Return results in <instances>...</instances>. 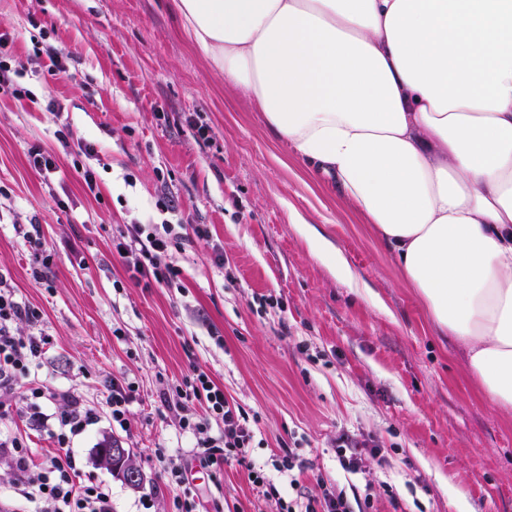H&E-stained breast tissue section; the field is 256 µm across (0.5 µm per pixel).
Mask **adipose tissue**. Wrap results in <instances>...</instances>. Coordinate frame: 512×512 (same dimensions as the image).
<instances>
[{"mask_svg": "<svg viewBox=\"0 0 512 512\" xmlns=\"http://www.w3.org/2000/svg\"><path fill=\"white\" fill-rule=\"evenodd\" d=\"M212 71L331 178L512 413V0H173ZM310 252L358 277L315 228Z\"/></svg>", "mask_w": 512, "mask_h": 512, "instance_id": "obj_1", "label": "adipose tissue"}]
</instances>
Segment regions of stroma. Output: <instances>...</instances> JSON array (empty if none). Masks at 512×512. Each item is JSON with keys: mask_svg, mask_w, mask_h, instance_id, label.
I'll return each mask as SVG.
<instances>
[{"mask_svg": "<svg viewBox=\"0 0 512 512\" xmlns=\"http://www.w3.org/2000/svg\"><path fill=\"white\" fill-rule=\"evenodd\" d=\"M0 33L35 94L20 101L0 90V275L40 313L18 329L49 339L35 370L45 393L71 391L97 407L112 383L138 386L126 427L103 418L71 443L82 480L111 489L113 512H172L187 487L202 512H273L249 480L253 467L293 499L372 480L373 512H512V415L484 399L462 354L436 334L372 225L275 139L230 80L212 74L171 0H0ZM48 46L69 77L50 78ZM35 147L55 157L50 179L29 164ZM85 166L97 194L84 189ZM298 219L340 249L357 287L310 253ZM166 220L209 231L173 252L179 290L137 285L112 247L124 225ZM19 224L36 228L45 284L32 279ZM194 364L255 416V441L248 464L227 463L215 479L189 468L182 488L167 485L154 451L167 447L181 464L196 438L159 392ZM25 394L7 400L10 426L29 435L40 460L56 445L30 429ZM342 434L373 437L381 460L344 471ZM105 436L132 450L139 488L97 465ZM287 448L307 463L294 486L274 468Z\"/></svg>", "mask_w": 512, "mask_h": 512, "instance_id": "35a3bbf8", "label": "stroma"}]
</instances>
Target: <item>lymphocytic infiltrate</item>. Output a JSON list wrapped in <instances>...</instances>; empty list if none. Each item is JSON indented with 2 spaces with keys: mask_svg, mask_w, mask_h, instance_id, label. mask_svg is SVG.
<instances>
[{
  "mask_svg": "<svg viewBox=\"0 0 512 512\" xmlns=\"http://www.w3.org/2000/svg\"><path fill=\"white\" fill-rule=\"evenodd\" d=\"M207 235V227L201 224H129L120 231L114 248L133 279L148 286L178 288L181 270L168 262L169 253L179 250L189 237ZM38 318V311L18 301L0 276V422L11 417L4 397L15 392L20 379L30 375L45 355L44 338L18 331L19 323ZM136 393L131 383L113 384L104 408L98 409L72 392H61L55 396L60 409L48 415L41 410L44 392L29 387V419L55 441L58 452L41 466H34L23 437L0 430V456L11 460V483L20 495L36 503V512H112L110 489L82 481L81 463L70 443L103 412L113 423L125 425L127 407ZM193 400L202 406V415L185 414L186 402ZM160 401L168 411L179 414L181 429L197 434L192 459L200 468L220 469L232 460L246 462L254 437L250 416L202 368L192 366L190 375L161 391ZM251 479L259 496L274 501L276 512H371L372 493L368 490L350 497L328 489L322 497L301 504L282 497L263 470L252 471Z\"/></svg>",
  "mask_w": 512,
  "mask_h": 512,
  "instance_id": "1",
  "label": "lymphocytic infiltrate"
}]
</instances>
